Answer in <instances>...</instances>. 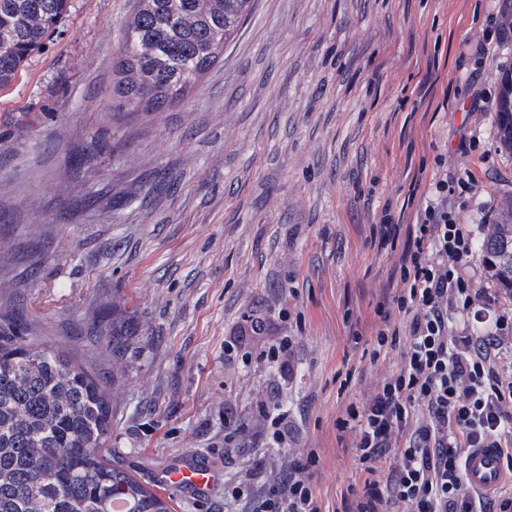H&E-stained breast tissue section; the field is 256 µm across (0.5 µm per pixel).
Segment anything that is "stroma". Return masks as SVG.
Listing matches in <instances>:
<instances>
[{"instance_id":"1","label":"stroma","mask_w":512,"mask_h":512,"mask_svg":"<svg viewBox=\"0 0 512 512\" xmlns=\"http://www.w3.org/2000/svg\"><path fill=\"white\" fill-rule=\"evenodd\" d=\"M133 5L71 0L0 90V311L112 386L108 448L144 484L190 458L218 472L175 512H253L225 427L255 413L266 355L292 338L293 448L317 453L321 506L344 512L358 474L336 418L395 364L362 355L399 285L376 224L415 223L418 177H472L454 203L475 237L512 217L505 2L254 0L184 98L126 114ZM250 318L264 335L228 349ZM500 92L496 104V131L499 140L512 152V69L500 77Z\"/></svg>"}]
</instances>
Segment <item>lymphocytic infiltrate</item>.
Listing matches in <instances>:
<instances>
[{
  "mask_svg": "<svg viewBox=\"0 0 512 512\" xmlns=\"http://www.w3.org/2000/svg\"><path fill=\"white\" fill-rule=\"evenodd\" d=\"M430 182L414 224H378L380 246L407 242L400 286L377 307L380 327L369 357L394 368L362 403L336 419L365 476L346 512H512V487L491 496L470 489L463 459L474 448L498 449L512 473V374L503 369L502 336L512 312L479 288L473 237L448 205L456 189ZM491 322L478 332L471 317ZM314 450L264 494L257 512H321L313 483Z\"/></svg>",
  "mask_w": 512,
  "mask_h": 512,
  "instance_id": "obj_1",
  "label": "lymphocytic infiltrate"
}]
</instances>
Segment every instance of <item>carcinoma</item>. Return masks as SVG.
Wrapping results in <instances>:
<instances>
[{"mask_svg": "<svg viewBox=\"0 0 512 512\" xmlns=\"http://www.w3.org/2000/svg\"><path fill=\"white\" fill-rule=\"evenodd\" d=\"M68 0H0V89L11 84ZM252 10V0H135L115 66V110L156 112L184 97ZM496 131L512 151V69L500 77ZM477 252L512 292V223L493 224ZM0 318V512H173L106 452L112 408L96 372L57 346H30Z\"/></svg>", "mask_w": 512, "mask_h": 512, "instance_id": "1", "label": "carcinoma"}]
</instances>
